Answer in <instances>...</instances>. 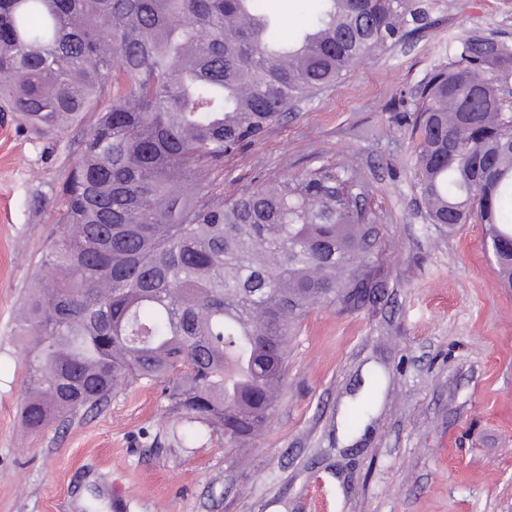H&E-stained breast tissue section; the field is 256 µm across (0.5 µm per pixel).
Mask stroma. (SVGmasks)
Returning <instances> with one entry per match:
<instances>
[{"mask_svg":"<svg viewBox=\"0 0 512 512\" xmlns=\"http://www.w3.org/2000/svg\"><path fill=\"white\" fill-rule=\"evenodd\" d=\"M397 39L293 105L208 176L234 195L319 166L353 169L378 232L381 288L315 306L288 346L267 426L193 447L162 387L32 434L15 332L61 234L74 133L37 139L0 112V512H512V288L478 219L427 220L415 187L422 91L481 35L512 49V0H412Z\"/></svg>","mask_w":512,"mask_h":512,"instance_id":"stroma-1","label":"stroma"}]
</instances>
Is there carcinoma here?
Returning a JSON list of instances; mask_svg holds the SVG:
<instances>
[{
  "instance_id": "carcinoma-1",
  "label": "carcinoma",
  "mask_w": 512,
  "mask_h": 512,
  "mask_svg": "<svg viewBox=\"0 0 512 512\" xmlns=\"http://www.w3.org/2000/svg\"><path fill=\"white\" fill-rule=\"evenodd\" d=\"M268 0H0V102L39 135L83 129L55 273L29 291L24 427L39 433L164 380L185 442L241 443L278 399L294 326L379 287L353 171L319 167L226 203L224 157L399 33L408 0H317L295 39ZM422 95L416 187L430 223L477 217L512 285V53L474 36ZM460 147L448 151V135Z\"/></svg>"
}]
</instances>
